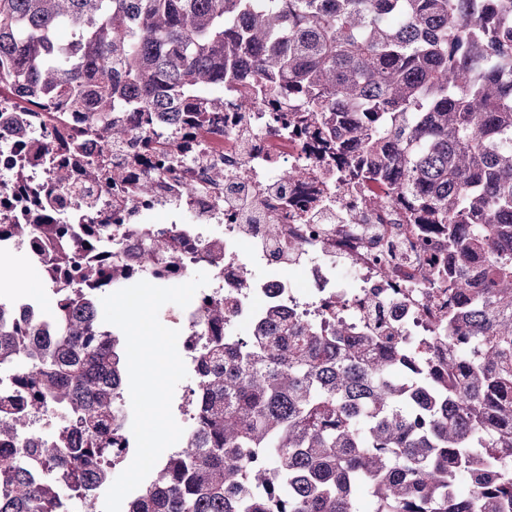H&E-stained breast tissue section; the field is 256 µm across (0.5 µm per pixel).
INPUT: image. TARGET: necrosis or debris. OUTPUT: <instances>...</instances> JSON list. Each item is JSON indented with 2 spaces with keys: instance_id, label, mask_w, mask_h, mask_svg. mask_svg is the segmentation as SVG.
<instances>
[{
  "instance_id": "1",
  "label": "necrosis or debris",
  "mask_w": 512,
  "mask_h": 512,
  "mask_svg": "<svg viewBox=\"0 0 512 512\" xmlns=\"http://www.w3.org/2000/svg\"><path fill=\"white\" fill-rule=\"evenodd\" d=\"M273 104L225 89L224 109L208 113L184 137L172 113L157 112L143 125L137 108L120 107L112 119L131 131L132 148H103L88 134L83 113H39L18 126L13 100L0 97V222H32L17 185L45 187L60 160L50 151L54 129L85 130L84 151L69 165L74 178L88 166L99 172L95 210L71 192L49 201L55 224H106L129 260L139 256L142 233L156 241L181 239L182 278L208 265L213 297L239 302L231 324L254 326L276 310L295 319L335 314L352 335L398 329L404 345L432 353L447 365L448 351L430 350L434 331L448 318V291L433 280L442 241L433 227L411 223L401 202L372 185L327 166L313 135L289 132L272 120ZM162 137L170 165L143 152L146 138ZM223 169V180L212 177ZM133 178L151 180L139 196ZM262 279H242L244 266Z\"/></svg>"
}]
</instances>
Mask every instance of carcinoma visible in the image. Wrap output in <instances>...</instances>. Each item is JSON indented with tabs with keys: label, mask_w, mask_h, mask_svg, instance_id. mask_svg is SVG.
Returning a JSON list of instances; mask_svg holds the SVG:
<instances>
[{
	"label": "carcinoma",
	"mask_w": 512,
	"mask_h": 512,
	"mask_svg": "<svg viewBox=\"0 0 512 512\" xmlns=\"http://www.w3.org/2000/svg\"><path fill=\"white\" fill-rule=\"evenodd\" d=\"M67 28L61 44L56 32ZM274 98L273 119L315 131L327 158L437 227L434 272L454 303L448 384L399 334L352 336L335 322L269 314L225 334L229 300H206L185 437L126 512H512V0H0V88L25 113L84 112L110 148L130 131L125 103L182 112L191 136L198 86ZM57 224L41 308L17 317L0 300V512H56L112 482L129 433L114 421L126 385L122 337L100 324L114 287L179 279L182 246L145 235L140 262L112 256L102 224ZM45 225L3 224L0 246L44 251ZM69 422L52 437L38 415ZM66 471L36 486L28 470ZM470 484L462 495L458 487Z\"/></svg>",
	"instance_id": "obj_1"
}]
</instances>
